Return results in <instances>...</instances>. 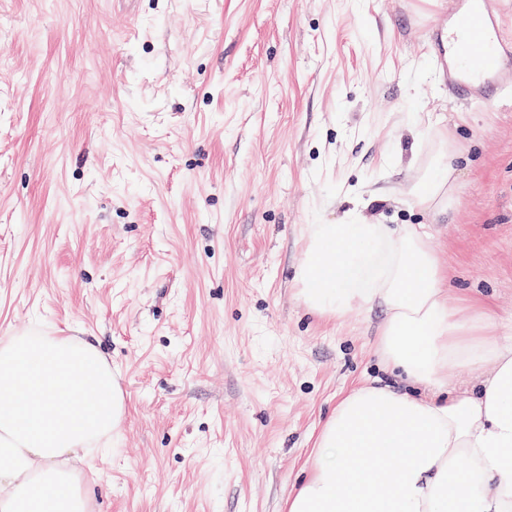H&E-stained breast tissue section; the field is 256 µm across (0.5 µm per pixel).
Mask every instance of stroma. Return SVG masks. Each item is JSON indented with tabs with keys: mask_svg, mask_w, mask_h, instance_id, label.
I'll list each match as a JSON object with an SVG mask.
<instances>
[{
	"mask_svg": "<svg viewBox=\"0 0 512 512\" xmlns=\"http://www.w3.org/2000/svg\"><path fill=\"white\" fill-rule=\"evenodd\" d=\"M454 0H0V341L95 338L125 396L96 512H286L380 309L327 319L306 229L420 224L512 336V93L456 101ZM447 215L410 195L445 144Z\"/></svg>",
	"mask_w": 512,
	"mask_h": 512,
	"instance_id": "1",
	"label": "stroma"
}]
</instances>
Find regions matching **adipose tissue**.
<instances>
[{
	"instance_id": "1",
	"label": "adipose tissue",
	"mask_w": 512,
	"mask_h": 512,
	"mask_svg": "<svg viewBox=\"0 0 512 512\" xmlns=\"http://www.w3.org/2000/svg\"><path fill=\"white\" fill-rule=\"evenodd\" d=\"M457 170L448 162L411 191L444 212ZM298 295L327 317L382 308L376 352L420 387L352 388L314 443L288 512H512V336L490 340L487 312L465 320L420 225L349 217L307 227ZM457 369L476 391L446 390ZM127 415L97 346L51 329L0 342V512H95L79 463Z\"/></svg>"
}]
</instances>
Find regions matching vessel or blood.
Here are the masks:
<instances>
[{"label": "vessel or blood", "mask_w": 512, "mask_h": 512, "mask_svg": "<svg viewBox=\"0 0 512 512\" xmlns=\"http://www.w3.org/2000/svg\"><path fill=\"white\" fill-rule=\"evenodd\" d=\"M435 46L449 90L471 105L483 106L499 95L502 77L512 72V42L500 33L492 0H459Z\"/></svg>", "instance_id": "b4317fda"}]
</instances>
